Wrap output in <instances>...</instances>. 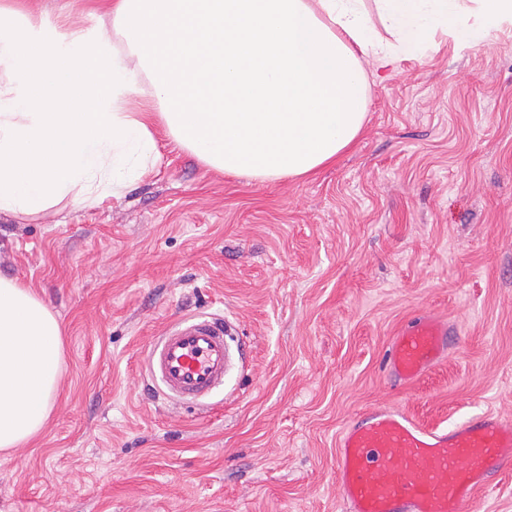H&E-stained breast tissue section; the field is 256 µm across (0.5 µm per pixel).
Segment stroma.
<instances>
[{
    "instance_id": "obj_1",
    "label": "stroma",
    "mask_w": 512,
    "mask_h": 512,
    "mask_svg": "<svg viewBox=\"0 0 512 512\" xmlns=\"http://www.w3.org/2000/svg\"><path fill=\"white\" fill-rule=\"evenodd\" d=\"M366 112L304 180L218 173L160 131L120 196L0 214V275L64 333L50 419L0 453V512H341L336 436L369 409L512 421V30L398 62ZM425 311L456 339L392 387L387 346ZM187 314L224 317L241 350L198 405L152 392L144 363Z\"/></svg>"
}]
</instances>
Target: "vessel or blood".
I'll return each mask as SVG.
<instances>
[{"label": "vessel or blood", "instance_id": "b4317fda", "mask_svg": "<svg viewBox=\"0 0 512 512\" xmlns=\"http://www.w3.org/2000/svg\"><path fill=\"white\" fill-rule=\"evenodd\" d=\"M448 321L433 312L402 328L387 350L400 383L413 384L448 354ZM213 316L180 320L154 341L147 369L168 397L196 401L225 385L240 353ZM512 464V423L486 414L449 429L427 427L393 405L372 410L336 441L344 512H467L475 494Z\"/></svg>", "mask_w": 512, "mask_h": 512}]
</instances>
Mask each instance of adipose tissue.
Instances as JSON below:
<instances>
[{"label":"adipose tissue","mask_w":512,"mask_h":512,"mask_svg":"<svg viewBox=\"0 0 512 512\" xmlns=\"http://www.w3.org/2000/svg\"><path fill=\"white\" fill-rule=\"evenodd\" d=\"M111 30L0 0V213L118 195L157 129L205 166L302 180L361 135L363 63L387 68L512 29V0H112ZM61 324L0 276V451L28 444L61 383Z\"/></svg>","instance_id":"obj_1"}]
</instances>
